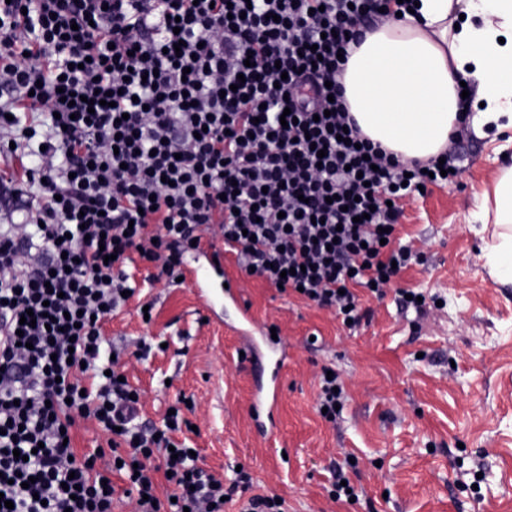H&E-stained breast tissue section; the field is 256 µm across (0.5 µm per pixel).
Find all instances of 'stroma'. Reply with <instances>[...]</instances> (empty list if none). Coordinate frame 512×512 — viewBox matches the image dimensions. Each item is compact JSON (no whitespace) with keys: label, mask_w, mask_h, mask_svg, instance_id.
I'll return each mask as SVG.
<instances>
[{"label":"stroma","mask_w":512,"mask_h":512,"mask_svg":"<svg viewBox=\"0 0 512 512\" xmlns=\"http://www.w3.org/2000/svg\"><path fill=\"white\" fill-rule=\"evenodd\" d=\"M455 152V181L404 200L397 242L414 258L383 298L363 293L367 316L355 328L221 254L256 328L277 329L288 353L276 438L257 432L237 307L201 304L191 284L153 282L130 264L136 295L104 334L142 392L144 419L162 423L178 397L191 398L186 443L202 466L227 480L243 466L255 492L282 496L288 512H512V281L487 267L478 217L482 192L512 166V145L468 129ZM403 290L425 296L423 311L399 303ZM143 300L156 303L148 325ZM142 339L145 358L134 354ZM326 366L346 395L332 423L316 411ZM339 465L355 501L328 497Z\"/></svg>","instance_id":"35a3bbf8"}]
</instances>
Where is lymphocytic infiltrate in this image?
<instances>
[{"label":"lymphocytic infiltrate","mask_w":512,"mask_h":512,"mask_svg":"<svg viewBox=\"0 0 512 512\" xmlns=\"http://www.w3.org/2000/svg\"><path fill=\"white\" fill-rule=\"evenodd\" d=\"M413 2L0 0V512H286L199 466L182 412L141 419L103 325L133 259L173 276L215 230L242 273L360 323L359 289L412 259L399 200L453 166L363 137L337 82Z\"/></svg>","instance_id":"lymphocytic-infiltrate-1"}]
</instances>
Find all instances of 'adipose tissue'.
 <instances>
[{"label":"adipose tissue","instance_id":"1","mask_svg":"<svg viewBox=\"0 0 512 512\" xmlns=\"http://www.w3.org/2000/svg\"><path fill=\"white\" fill-rule=\"evenodd\" d=\"M417 14L367 30L339 76L361 133L401 160H425L448 146L462 114L459 77L483 106L478 135L512 130V0H418ZM492 216L488 265L512 279V166L484 192Z\"/></svg>","mask_w":512,"mask_h":512}]
</instances>
